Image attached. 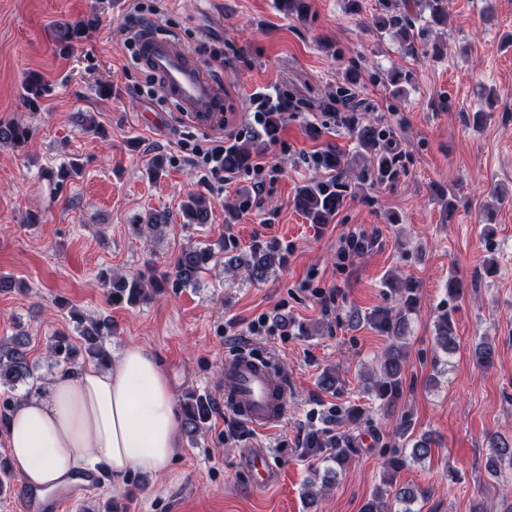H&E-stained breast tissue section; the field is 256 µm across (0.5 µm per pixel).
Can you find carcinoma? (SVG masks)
Here are the masks:
<instances>
[{"label":"carcinoma","mask_w":512,"mask_h":512,"mask_svg":"<svg viewBox=\"0 0 512 512\" xmlns=\"http://www.w3.org/2000/svg\"><path fill=\"white\" fill-rule=\"evenodd\" d=\"M448 0H421V10L428 12L426 17L427 30L444 25L448 21ZM95 20L88 19L75 24H65L57 29L56 41L60 48L69 49L80 41ZM372 25L379 32H396L403 42H412L415 32L410 18L398 15L385 9L372 17ZM410 83V76L400 70H393L388 75L390 92L394 96L405 93V85ZM43 82L38 74H31L25 82V100L34 103L42 96ZM280 117L278 113L268 114L263 129V139H256L236 146L224 153V170L235 172L248 168L256 153L262 150L265 142L273 140L279 132ZM355 139L359 148L369 154L366 165L361 170L360 179L373 177L377 180L392 178L397 169V157L381 147L380 130L372 124H355ZM31 137L29 127L19 123L0 125V143H9L15 147L27 145ZM318 167L323 169L329 179L313 178L300 186L293 198V205L311 224H329L343 208L347 200V174L350 171L349 157L339 149H326L318 157ZM211 211L210 201L202 195H194L183 204L182 212L188 224H206ZM167 227V217L153 214L149 223L141 224L138 231L145 236L157 239ZM251 261L243 263L251 278L261 280L280 261L278 247L269 243L249 250ZM212 257L211 250L197 246L183 248L177 256L174 273L162 274L160 278H145L138 275L114 276L110 278V301L134 305L143 300L147 288L159 292L169 286L186 287L198 282L200 273L207 260ZM388 286L398 295L397 311H376L369 316L373 328L390 340L378 373L371 381L369 390L377 393L385 404L397 400L402 389V380L406 366L407 312L414 309L416 303L415 285L411 281L390 280ZM76 323L82 325L79 342L59 334L54 337L51 345L53 364L59 366L92 363L104 366L111 361L109 351L103 346V339L112 335V324L105 320L85 319L80 314H73ZM435 340L437 346L448 353L456 349L455 323L451 311L440 314L435 322ZM33 369L29 362L28 337L18 332L10 342H0V418L6 416L11 404L19 398L16 393L18 384L32 378ZM212 411L209 399L189 393L183 403L182 421L185 435L195 438L205 427ZM491 467L493 473L501 472V465L512 467V440L501 435L491 439ZM307 455L321 460H331L340 465L351 455L350 449L337 447L327 449L321 439L313 436ZM417 497V490L411 487H400L390 492L377 490V495L365 505V512H407L401 505L407 504Z\"/></svg>","instance_id":"carcinoma-1"}]
</instances>
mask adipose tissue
I'll return each mask as SVG.
<instances>
[{
	"label": "adipose tissue",
	"instance_id": "1",
	"mask_svg": "<svg viewBox=\"0 0 512 512\" xmlns=\"http://www.w3.org/2000/svg\"><path fill=\"white\" fill-rule=\"evenodd\" d=\"M180 423L166 366L131 344L104 369L58 366L0 419V446L35 492L88 470L104 473L119 489L131 472L170 471Z\"/></svg>",
	"mask_w": 512,
	"mask_h": 512
}]
</instances>
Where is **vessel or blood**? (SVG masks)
Listing matches in <instances>:
<instances>
[{
	"mask_svg": "<svg viewBox=\"0 0 512 512\" xmlns=\"http://www.w3.org/2000/svg\"><path fill=\"white\" fill-rule=\"evenodd\" d=\"M138 59L162 84L167 100L192 122L202 127L222 123L224 98L219 84L181 41L146 26L138 36ZM287 403L288 388L267 362L243 353L225 368L224 406L253 429L275 428ZM245 460L256 485H278L280 471L269 463L264 449H251Z\"/></svg>",
	"mask_w": 512,
	"mask_h": 512,
	"instance_id": "obj_1",
	"label": "vessel or blood"
}]
</instances>
